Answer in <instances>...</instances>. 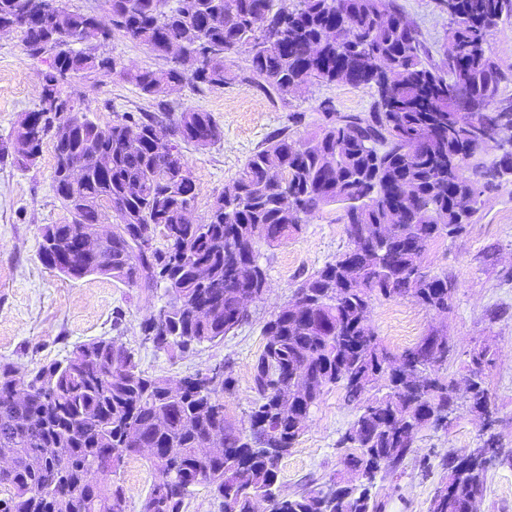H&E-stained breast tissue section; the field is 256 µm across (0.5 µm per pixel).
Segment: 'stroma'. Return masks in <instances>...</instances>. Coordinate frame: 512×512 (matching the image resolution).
<instances>
[{
    "mask_svg": "<svg viewBox=\"0 0 512 512\" xmlns=\"http://www.w3.org/2000/svg\"><path fill=\"white\" fill-rule=\"evenodd\" d=\"M416 27L433 64L448 55L446 0H396ZM104 55L127 67L159 69L166 62L122 34H114ZM230 76L221 88L184 83L167 97L172 112L191 107L212 114L223 131L220 141L206 148L181 146L199 194L194 216L205 220L214 198L238 177L248 157L280 129L294 139L310 135L322 119V103L337 112H367L373 89L343 83L315 84L288 100L269 97L249 80L245 51L225 59ZM43 60L28 56L19 35L0 36V145L8 142L15 123L39 102ZM71 91L80 96L86 117L97 123L126 114L156 111L152 99L119 76L100 71L74 79ZM301 114L293 123V114ZM55 159L45 149L26 170L0 158V360L13 363L20 374L40 364L63 359L73 346L95 337H111L132 349L147 374L178 381L195 373L223 370L233 383L224 395L229 417L243 423L252 406L253 368L266 338L268 319L290 300L299 281L307 278L349 246L341 212L327 206L308 217L300 234L273 248H262L268 291L250 303V318L216 344L185 353L156 351L142 336L140 325L165 302L163 290L147 294L140 288L99 277L70 280L46 268L38 258L39 229L63 220L65 212L52 188ZM477 223L462 233L432 242L426 261L436 272H448L456 290L447 312L435 314L409 299L377 300L372 327L392 352L415 343L429 327L450 337L453 349L438 371L441 378L463 383L469 354L489 347L493 361L486 366L485 386L496 422L485 429L468 410L453 415L447 428H425L413 452L397 473L377 477L371 495L382 512H428L436 489L447 477L448 457L479 447L488 433L498 434L502 454L488 469L480 512H512V184L485 190ZM358 408L341 387L326 388L313 409L304 433L279 462L278 483L293 495L307 486L345 479L344 451L338 443L352 425ZM126 490V512H141L155 473L145 457L125 458L117 476Z\"/></svg>",
    "mask_w": 512,
    "mask_h": 512,
    "instance_id": "1",
    "label": "stroma"
}]
</instances>
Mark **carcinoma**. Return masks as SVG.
<instances>
[{"label":"carcinoma","mask_w":512,"mask_h":512,"mask_svg":"<svg viewBox=\"0 0 512 512\" xmlns=\"http://www.w3.org/2000/svg\"><path fill=\"white\" fill-rule=\"evenodd\" d=\"M32 2L0 0V27L16 26L26 53L48 62L43 79L53 98L40 99L11 133L12 163L23 169L52 142L53 188L67 217L41 228L39 258L68 279L102 276L147 292L164 286V319L141 326L156 350L185 352L244 324L239 293L261 300L266 289L259 248L288 241L326 206H337L346 225L367 226L376 241L366 262L350 241L298 285L296 292L308 294L305 309L288 302L265 324L246 431L226 414L217 387L188 376L176 400L169 379L146 374L112 338L77 344L63 360L40 366L26 399L15 396L13 364L1 361L0 452L14 460L0 469V512H126L115 476L141 447L174 455L163 473L148 459L156 471L150 512H182L197 486L220 500L221 512H252L260 498L273 512H380L363 486L344 487L339 500L319 487L283 496L278 463L332 385L350 401L373 393L353 423L364 428L365 443L356 444L351 429L339 441L352 449L344 465L369 485L396 473L418 431L448 407L451 384L432 376L448 360V347L423 356L439 331L429 328L394 354L375 335L370 313L380 298L448 309L455 283L424 265V251L477 220L487 185L512 178V157L487 163L473 133L478 118L512 115V98L499 94L504 74L488 53L499 23L512 19V0H453L448 43L456 55L444 70L430 63L395 0H176L162 13L153 0H111L104 18L73 11L64 0H39L37 8ZM115 32L166 59L167 68L133 71L97 53ZM244 47L251 81L281 100L321 83L374 87L381 74L393 93L377 97L370 112L323 113L303 141L281 129L214 199L207 223L194 224L185 215L198 187L185 160L173 164L166 154L180 143L205 148L222 130L199 109L171 116L165 97L186 81L224 87L226 55ZM102 69L134 84L162 115L87 119L66 86ZM92 151L110 165L88 166L71 182L69 166ZM96 224L111 225L112 233L86 251L83 235ZM157 232L161 248L153 246ZM198 262L207 267L205 281L195 278ZM201 305L208 308L203 318ZM396 358L415 366L398 373L390 368ZM491 362L489 349L472 352V392L462 405L488 398L482 375ZM297 384L305 395L280 402L279 393ZM214 435L223 451L201 458L197 449ZM62 455L68 467L60 474ZM465 459L462 470L448 462L428 512H474L487 466Z\"/></svg>","instance_id":"carcinoma-1"}]
</instances>
